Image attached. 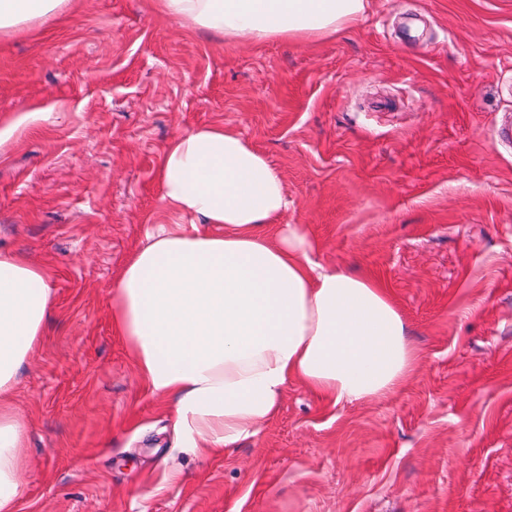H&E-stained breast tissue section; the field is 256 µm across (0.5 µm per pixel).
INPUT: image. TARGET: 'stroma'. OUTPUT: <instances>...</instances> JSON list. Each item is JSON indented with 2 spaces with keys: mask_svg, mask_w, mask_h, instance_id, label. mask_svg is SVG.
<instances>
[{
  "mask_svg": "<svg viewBox=\"0 0 512 512\" xmlns=\"http://www.w3.org/2000/svg\"><path fill=\"white\" fill-rule=\"evenodd\" d=\"M512 0H371L323 40L229 45L152 0H84L0 36V248L55 266L20 369L18 512H512ZM208 123L282 173L285 223L394 292L421 351L396 395L289 383L231 452L181 450L112 332V283ZM180 471L171 479V471Z\"/></svg>",
  "mask_w": 512,
  "mask_h": 512,
  "instance_id": "1",
  "label": "stroma"
}]
</instances>
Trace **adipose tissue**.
Returning <instances> with one entry per match:
<instances>
[{
    "label": "adipose tissue",
    "mask_w": 512,
    "mask_h": 512,
    "mask_svg": "<svg viewBox=\"0 0 512 512\" xmlns=\"http://www.w3.org/2000/svg\"><path fill=\"white\" fill-rule=\"evenodd\" d=\"M70 0H0V34L59 16ZM369 0H155L162 16L225 42L327 38ZM161 207L115 278L112 330L188 453L224 454L258 434L289 382L333 402L388 398L419 351L392 290L314 260L283 223L280 171L241 134L203 124L173 136L158 168ZM49 262L0 249V512H17L26 422L13 396L55 304Z\"/></svg>",
    "instance_id": "ef3b65f1"
}]
</instances>
